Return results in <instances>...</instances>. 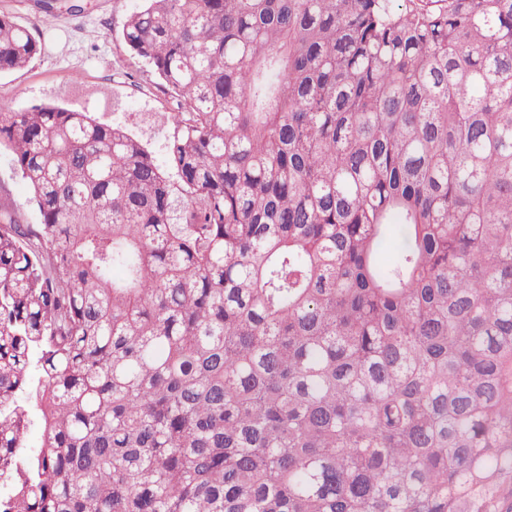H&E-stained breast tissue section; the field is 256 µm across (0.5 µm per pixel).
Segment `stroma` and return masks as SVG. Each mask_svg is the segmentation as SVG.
<instances>
[{"label": "stroma", "instance_id": "1", "mask_svg": "<svg viewBox=\"0 0 512 512\" xmlns=\"http://www.w3.org/2000/svg\"><path fill=\"white\" fill-rule=\"evenodd\" d=\"M82 10L46 18L36 0H0L26 25L42 50L25 68L0 73V107L24 109L55 103L94 113L140 138L159 165H166V145L174 133L170 120L176 97L159 86L153 71L123 47L125 20L142 0H77ZM0 204L18 208L25 224L40 221L28 189L8 149L0 150Z\"/></svg>", "mask_w": 512, "mask_h": 512}]
</instances>
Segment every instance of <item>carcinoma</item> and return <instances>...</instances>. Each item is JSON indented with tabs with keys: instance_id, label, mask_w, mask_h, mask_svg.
Returning a JSON list of instances; mask_svg holds the SVG:
<instances>
[{
	"instance_id": "1",
	"label": "carcinoma",
	"mask_w": 512,
	"mask_h": 512,
	"mask_svg": "<svg viewBox=\"0 0 512 512\" xmlns=\"http://www.w3.org/2000/svg\"><path fill=\"white\" fill-rule=\"evenodd\" d=\"M122 40L169 170L0 109L40 215L0 206V512H512V0H144ZM40 52L0 12V72Z\"/></svg>"
}]
</instances>
